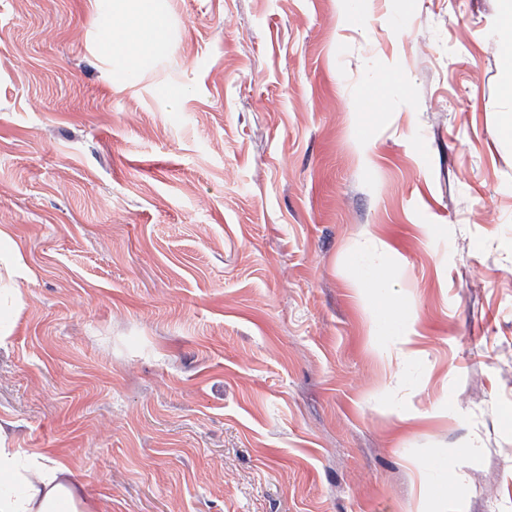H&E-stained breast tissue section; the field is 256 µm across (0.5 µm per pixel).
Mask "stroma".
<instances>
[{
    "mask_svg": "<svg viewBox=\"0 0 512 512\" xmlns=\"http://www.w3.org/2000/svg\"><path fill=\"white\" fill-rule=\"evenodd\" d=\"M500 13L168 0L130 83L89 0H0L13 447L101 512H512ZM0 265L4 267L13 277L17 274L15 270L21 273V276L30 282L33 273L27 270L23 272V249L22 245L15 239L11 229L7 226H0ZM11 289L20 294L21 285L14 278L11 281Z\"/></svg>",
    "mask_w": 512,
    "mask_h": 512,
    "instance_id": "obj_1",
    "label": "stroma"
}]
</instances>
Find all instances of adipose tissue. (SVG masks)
Here are the masks:
<instances>
[{
  "mask_svg": "<svg viewBox=\"0 0 512 512\" xmlns=\"http://www.w3.org/2000/svg\"><path fill=\"white\" fill-rule=\"evenodd\" d=\"M105 48L137 74L166 38L162 0H110ZM0 512H99L63 463L9 447L0 431Z\"/></svg>",
  "mask_w": 512,
  "mask_h": 512,
  "instance_id": "1",
  "label": "adipose tissue"
}]
</instances>
